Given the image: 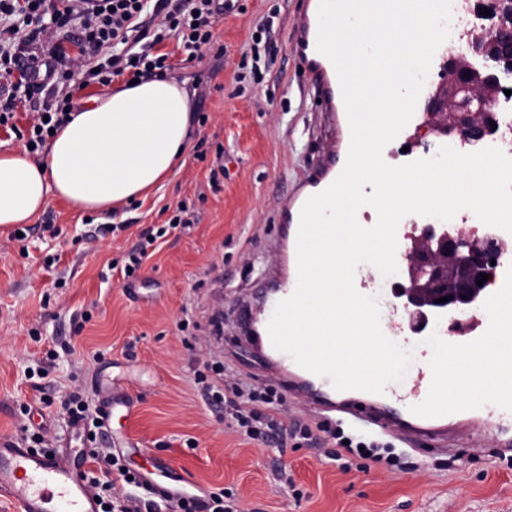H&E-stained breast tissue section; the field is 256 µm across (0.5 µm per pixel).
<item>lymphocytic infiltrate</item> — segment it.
Returning <instances> with one entry per match:
<instances>
[{"mask_svg": "<svg viewBox=\"0 0 512 512\" xmlns=\"http://www.w3.org/2000/svg\"><path fill=\"white\" fill-rule=\"evenodd\" d=\"M223 13L218 0H0V126H11V102L24 89L34 114L30 156H38L51 131L66 122L73 101L76 74L131 76L140 80L165 71L168 56L156 44L172 37L188 60L209 50L213 28ZM197 376L205 401L222 408L249 439L286 444L289 436L321 449L327 440L339 443L328 452L333 461L344 455L395 464L382 455V445L346 441L342 429L316 437L301 422L286 424L282 398L274 388L242 383L222 363H208ZM95 462L117 471L126 489L113 492L108 512H240L223 494L171 492L141 482L119 454L108 448L92 451Z\"/></svg>", "mask_w": 512, "mask_h": 512, "instance_id": "f902f5d3", "label": "lymphocytic infiltrate"}]
</instances>
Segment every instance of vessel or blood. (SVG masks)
Here are the masks:
<instances>
[{"instance_id":"1","label":"vessel or blood","mask_w":512,"mask_h":512,"mask_svg":"<svg viewBox=\"0 0 512 512\" xmlns=\"http://www.w3.org/2000/svg\"><path fill=\"white\" fill-rule=\"evenodd\" d=\"M319 0H306L294 21L293 48L307 80L313 85L326 112H341L345 106L336 70L332 62L316 48ZM421 114H414L396 139L406 147V160L430 157L421 148L416 133ZM418 215L401 221L397 240V261H405L409 252L428 238L427 231H416ZM504 260L494 294L482 297L477 311L461 312L449 320L447 311L428 309L415 312L404 289H395L394 314L399 321L396 343L414 352V359L402 381L387 385L384 393L336 391L331 380L315 375L277 350L266 330L277 303L289 297L297 286V276L269 295L257 316L247 317L246 327L260 325L253 340L256 350L269 359L270 374L283 383L291 398L310 397L318 403L322 421L335 423L344 417L351 430L386 436L409 447L423 441L456 451L461 439L492 437L498 454L512 452V328L497 312V295L512 296V234L498 236ZM484 350V365L505 374L490 395L463 391L449 395L446 379L453 366L463 364L467 355ZM104 415L114 408L127 407L123 389L116 383L100 387ZM9 501L13 512H99L94 492L85 479L82 452L65 449L53 454L33 451L10 437L0 438V501Z\"/></svg>"}]
</instances>
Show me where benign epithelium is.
Wrapping results in <instances>:
<instances>
[{
  "label": "benign epithelium",
  "instance_id": "7a95c632",
  "mask_svg": "<svg viewBox=\"0 0 512 512\" xmlns=\"http://www.w3.org/2000/svg\"><path fill=\"white\" fill-rule=\"evenodd\" d=\"M497 26L476 33L470 40L474 53L483 56L486 67H474L466 57L448 59L444 88L431 103L434 129L450 138L479 143L492 132L496 123L492 101L502 91L492 70L503 66L512 69V17L501 8ZM496 249L491 241H469L440 237L417 248L409 256L408 288L418 298L435 302L441 297L448 311L457 313L477 304L483 287L477 285L480 274L491 273L490 255Z\"/></svg>",
  "mask_w": 512,
  "mask_h": 512
}]
</instances>
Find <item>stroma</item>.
<instances>
[{"label":"stroma","mask_w":512,"mask_h":512,"mask_svg":"<svg viewBox=\"0 0 512 512\" xmlns=\"http://www.w3.org/2000/svg\"><path fill=\"white\" fill-rule=\"evenodd\" d=\"M233 2L202 60L185 62L171 40L158 47L207 118L163 187L114 214L51 200L19 242L0 230V437L44 433L49 448L81 447L61 403L76 393L97 410V383L110 377L130 395L135 419L115 408L106 438L132 468L165 463L161 485L221 490L242 512H512V462L492 444L453 457L399 445L401 467L345 472L305 445L245 439L199 393L195 372L213 333L228 371L254 376L242 313L258 289L284 282L274 262L280 201L310 190L338 139L291 51L304 0ZM264 39L271 62L257 67L253 48ZM219 152L224 176L214 190ZM182 201L196 224L158 240L126 285L112 261ZM186 318L194 332L181 330Z\"/></svg>","instance_id":"1"}]
</instances>
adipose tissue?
I'll return each mask as SVG.
<instances>
[{"label": "adipose tissue", "instance_id": "ef3b65f1", "mask_svg": "<svg viewBox=\"0 0 512 512\" xmlns=\"http://www.w3.org/2000/svg\"><path fill=\"white\" fill-rule=\"evenodd\" d=\"M191 113L185 83L156 76L88 98L41 160L0 150V229L31 223L53 199L109 212L146 197L182 159Z\"/></svg>", "mask_w": 512, "mask_h": 512}]
</instances>
